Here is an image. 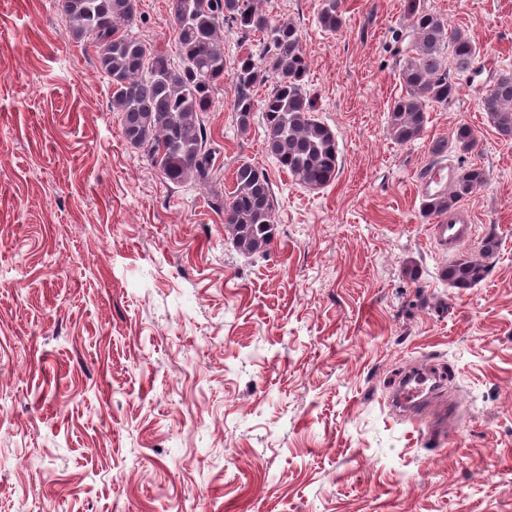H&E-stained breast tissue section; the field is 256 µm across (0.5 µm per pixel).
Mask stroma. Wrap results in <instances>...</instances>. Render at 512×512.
<instances>
[{
    "label": "stroma",
    "instance_id": "obj_1",
    "mask_svg": "<svg viewBox=\"0 0 512 512\" xmlns=\"http://www.w3.org/2000/svg\"><path fill=\"white\" fill-rule=\"evenodd\" d=\"M419 2L470 38L475 71H449L455 97L401 145L408 0H343L337 33L323 0H255L297 27L336 135V178L310 189L261 118L240 130L229 80L204 115L213 180L167 182L59 0H0V512H512V139L480 107L512 72V0ZM133 29L175 53L169 0H138ZM438 139L486 175L463 200L479 238L452 258L415 194ZM245 161L274 197L264 255L234 249L216 204ZM456 257L486 278L453 287ZM412 364L453 369L448 441L433 408L390 405ZM321 27L330 32L341 31L344 18L340 0H324L318 16Z\"/></svg>",
    "mask_w": 512,
    "mask_h": 512
}]
</instances>
